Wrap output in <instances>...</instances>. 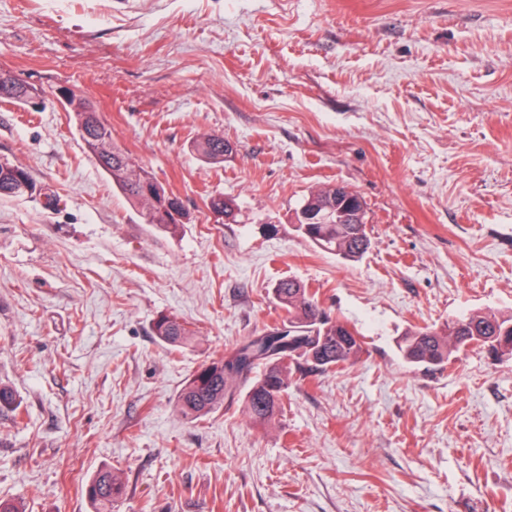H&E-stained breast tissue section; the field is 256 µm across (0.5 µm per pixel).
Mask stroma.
<instances>
[{"label":"stroma","instance_id":"1","mask_svg":"<svg viewBox=\"0 0 512 512\" xmlns=\"http://www.w3.org/2000/svg\"><path fill=\"white\" fill-rule=\"evenodd\" d=\"M0 158L60 202L0 198V498L26 512H512V356L406 363L408 331L512 312V0H0ZM87 97L182 201L113 190L54 99ZM204 134L233 146L220 164ZM366 203L346 261L298 232L315 187ZM222 195L235 221L213 223ZM292 278L358 330L351 365L290 364L283 409L178 413L192 372L280 324ZM198 332L174 349L159 314ZM36 93H42L35 87L17 84L12 77L0 74V99L13 100L17 103H25ZM197 151L207 160L212 162H223L224 155L232 151L229 143L223 137L217 135H206L196 144ZM122 493V483L110 469H100L90 479L86 494L96 512H112L114 503Z\"/></svg>","mask_w":512,"mask_h":512}]
</instances>
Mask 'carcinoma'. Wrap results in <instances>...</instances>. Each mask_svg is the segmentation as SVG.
<instances>
[{
	"label": "carcinoma",
	"mask_w": 512,
	"mask_h": 512,
	"mask_svg": "<svg viewBox=\"0 0 512 512\" xmlns=\"http://www.w3.org/2000/svg\"><path fill=\"white\" fill-rule=\"evenodd\" d=\"M36 88L18 84L0 74V99L25 103ZM93 104L74 94L68 102V112L96 164L133 206L139 208L145 223L168 233L178 229V222L157 217L153 204L140 192L141 184L154 174L141 166L133 155L119 147L112 137V128L91 112ZM197 151L212 162L224 161L232 151L229 143L217 135H206L196 144ZM44 194L46 204L57 203L54 194L42 191L26 168L7 160L0 161V197H21ZM302 203L336 208V188L319 187L311 190ZM208 210L215 222L234 216L235 202L222 195L213 196ZM298 230L315 244L333 251L345 260L361 257L370 247L367 232L356 236L354 224H299ZM275 298L288 314V328L301 337L299 352L279 348L280 328L255 336L222 355L202 364L186 380L180 390L176 407L187 418L201 419L224 406L238 384L247 386L245 412L253 421L268 423L281 410V400L288 388V362L302 358L305 363L323 371L354 363L362 351L361 336L339 320L321 310L317 293L295 280H283L275 288ZM466 327L461 319L448 320L443 329L429 327L409 331L399 343L403 359L413 365L443 366L456 353L469 347L483 348L491 353L512 354V313H476L467 316ZM155 336L162 343L181 348L190 343L195 332L186 322L161 314L154 321ZM122 493V483L110 469H101L90 479L86 494L96 512H112Z\"/></svg>",
	"instance_id": "obj_1"
}]
</instances>
